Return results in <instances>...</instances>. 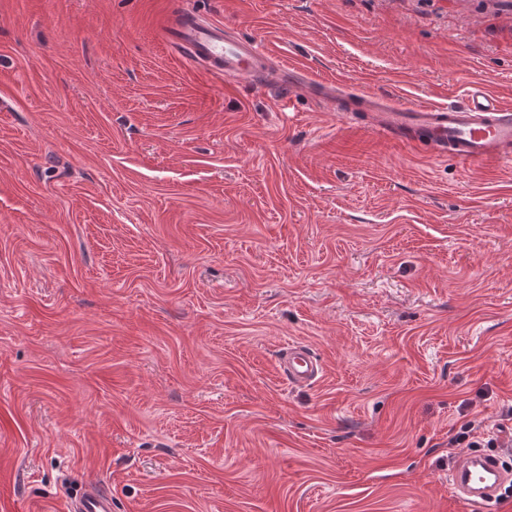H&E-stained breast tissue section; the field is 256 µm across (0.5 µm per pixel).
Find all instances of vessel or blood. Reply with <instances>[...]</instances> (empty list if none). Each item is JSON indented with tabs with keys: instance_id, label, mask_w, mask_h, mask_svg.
I'll return each mask as SVG.
<instances>
[{
	"instance_id": "obj_1",
	"label": "vessel or blood",
	"mask_w": 512,
	"mask_h": 512,
	"mask_svg": "<svg viewBox=\"0 0 512 512\" xmlns=\"http://www.w3.org/2000/svg\"><path fill=\"white\" fill-rule=\"evenodd\" d=\"M160 40L188 62L233 81L306 91L318 99L328 90L321 85H302L295 70H279L268 53L253 39L229 25L210 22L185 10L170 11L158 28ZM353 111L367 118L372 133L407 143L421 141L437 155H451L464 167L499 164L512 159V106L472 89L464 103L422 105L409 102L382 104L356 94ZM281 375L292 387L312 385L323 371L322 362L307 346L292 344L278 357ZM512 480L495 456L465 453L449 474L455 496L474 505L494 503L504 484ZM65 512H112V494L89 486L69 498Z\"/></svg>"
}]
</instances>
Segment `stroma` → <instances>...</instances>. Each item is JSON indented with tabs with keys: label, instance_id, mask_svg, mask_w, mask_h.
<instances>
[{
	"label": "stroma",
	"instance_id": "1",
	"mask_svg": "<svg viewBox=\"0 0 512 512\" xmlns=\"http://www.w3.org/2000/svg\"><path fill=\"white\" fill-rule=\"evenodd\" d=\"M176 7L353 93L512 102V0H0V512H480L448 474L512 430V163L281 109L162 44ZM281 375L291 387L312 385L323 372L322 362L307 346L292 344L285 347L278 357ZM66 512H112V493L101 486H87L69 498Z\"/></svg>",
	"mask_w": 512,
	"mask_h": 512
}]
</instances>
